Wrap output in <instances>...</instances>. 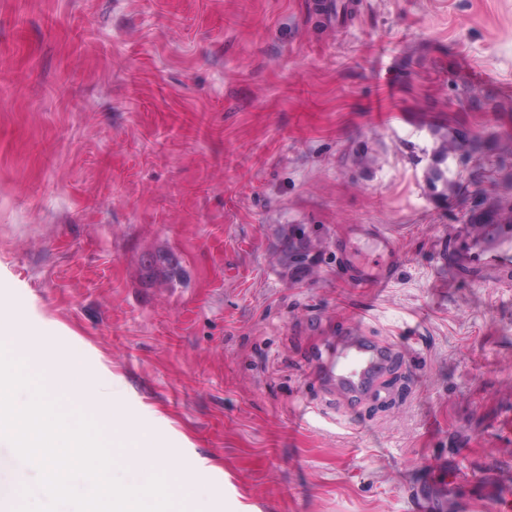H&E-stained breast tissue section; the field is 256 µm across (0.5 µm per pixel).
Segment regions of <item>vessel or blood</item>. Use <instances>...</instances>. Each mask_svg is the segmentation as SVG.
<instances>
[{"label":"vessel or blood","mask_w":512,"mask_h":512,"mask_svg":"<svg viewBox=\"0 0 512 512\" xmlns=\"http://www.w3.org/2000/svg\"><path fill=\"white\" fill-rule=\"evenodd\" d=\"M354 237L375 242L379 252L377 264L362 265L352 261L350 240ZM336 250L344 276L353 283L379 289L392 282L399 256L393 237L381 227L374 224L356 225L351 236L337 239ZM490 254L502 264L512 263L511 228L488 225L480 239L462 242L453 252L457 263L464 267L479 263ZM394 351L393 343L379 344L353 334L344 337L339 348L322 362L318 375L327 389L356 398L369 392L387 370L394 359Z\"/></svg>","instance_id":"b4317fda"}]
</instances>
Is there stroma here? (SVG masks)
Listing matches in <instances>:
<instances>
[{
	"instance_id": "obj_1",
	"label": "stroma",
	"mask_w": 512,
	"mask_h": 512,
	"mask_svg": "<svg viewBox=\"0 0 512 512\" xmlns=\"http://www.w3.org/2000/svg\"><path fill=\"white\" fill-rule=\"evenodd\" d=\"M464 132L512 133V0H0V319L14 359L79 351L123 415L106 444L158 449L174 512H498L512 489V265L458 272L476 232L468 171H431L459 99ZM379 224L390 288L333 251ZM321 259L286 277L282 226ZM173 253L175 284L139 259ZM401 344L370 395L313 377L352 328ZM194 481H180L184 473ZM38 471L0 445V486ZM340 2H336L335 6V15L332 14V4L330 2H325V15L328 18L331 16L336 21V25L350 26L354 19L355 15L360 9V5L354 2H350L353 0H348L343 2L342 0H336ZM361 238L375 242L379 252L377 265H362L351 260L350 239ZM337 258L340 260L343 275L354 284L366 288L379 289L393 281L399 262L394 238L376 224H356L352 235L336 240Z\"/></svg>"
}]
</instances>
